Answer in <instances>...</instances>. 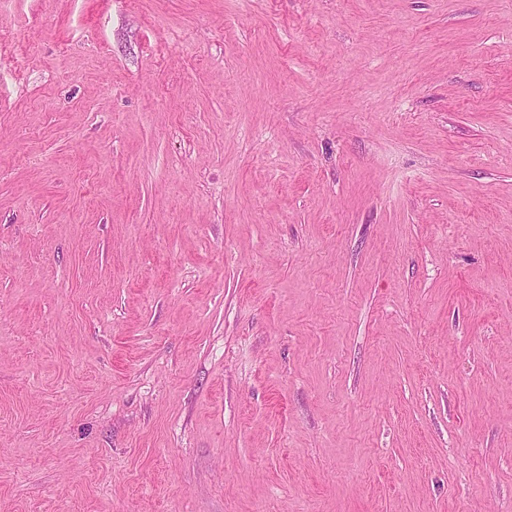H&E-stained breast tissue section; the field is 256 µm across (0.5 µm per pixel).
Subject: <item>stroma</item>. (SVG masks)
Here are the masks:
<instances>
[{
  "label": "stroma",
  "mask_w": 512,
  "mask_h": 512,
  "mask_svg": "<svg viewBox=\"0 0 512 512\" xmlns=\"http://www.w3.org/2000/svg\"><path fill=\"white\" fill-rule=\"evenodd\" d=\"M0 512H512V0H0Z\"/></svg>",
  "instance_id": "stroma-1"
}]
</instances>
